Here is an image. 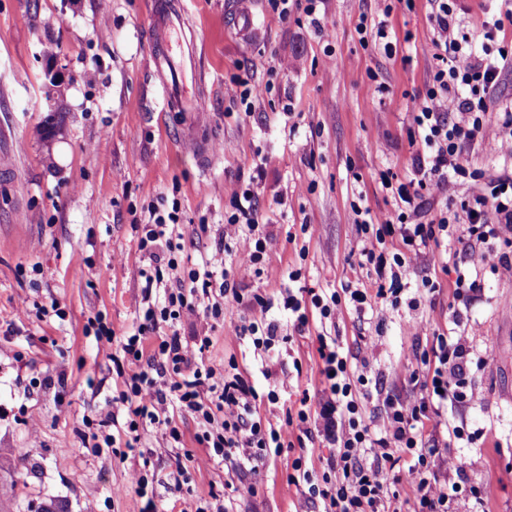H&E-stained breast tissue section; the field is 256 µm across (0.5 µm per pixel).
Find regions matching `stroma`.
I'll list each match as a JSON object with an SVG mask.
<instances>
[{
	"label": "stroma",
	"mask_w": 512,
	"mask_h": 512,
	"mask_svg": "<svg viewBox=\"0 0 512 512\" xmlns=\"http://www.w3.org/2000/svg\"><path fill=\"white\" fill-rule=\"evenodd\" d=\"M153 0H0V151L12 169L0 171V479L14 482L12 512H36L55 502L64 512H137L128 490L129 463L96 440L111 434L112 397L120 384L97 354L90 320L102 318L116 336L136 333L144 264L131 222L161 200H178L182 266L201 262L220 245L224 214L236 183L252 185L258 221L273 240L275 260L250 291L271 299L269 312L289 343L255 357L250 338L225 322L183 323L184 336H208L206 363L235 365L261 396L264 421L283 424L287 410H318L321 361L317 334L337 337L344 356L366 363L372 381L365 415L381 430L379 393L412 396L405 378L412 353L433 336L464 335L471 350L466 379L478 403L450 409L449 425L465 439L438 434L452 457L463 493L459 512H512V278L453 242L435 249L406 276L399 305L376 298L375 275L358 259L360 233L349 204L372 213L395 207L376 175L405 179L418 147L410 114L429 79L432 28L428 0L395 4L387 19L398 53L385 57L363 45L360 20L377 24L373 0H319L314 17L284 20L268 0H251L250 38L239 34L237 0H181L187 33L202 74V111L172 112L155 68ZM97 66L94 85L80 71ZM62 79L47 105V72ZM383 92H375V84ZM258 87L244 107V85ZM63 116L51 139L42 126L49 109ZM298 272L291 280L290 272ZM478 273L481 291L457 298L459 275ZM440 286L434 303L407 305L415 288ZM366 288L373 309H351L335 323L311 312L304 335L282 308L283 289ZM59 302L65 319L43 315ZM414 320L417 333L404 324ZM277 391V403L265 396ZM38 431H31V420ZM183 446L172 450L163 427H149L145 454L164 507L186 512L224 488V470L201 467L192 416L179 417ZM298 452L284 450L253 476L256 494L238 512H295L298 495L287 476ZM185 463L190 481L170 491L167 476Z\"/></svg>",
	"instance_id": "stroma-1"
}]
</instances>
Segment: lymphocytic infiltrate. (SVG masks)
<instances>
[{
  "label": "lymphocytic infiltrate",
  "mask_w": 512,
  "mask_h": 512,
  "mask_svg": "<svg viewBox=\"0 0 512 512\" xmlns=\"http://www.w3.org/2000/svg\"><path fill=\"white\" fill-rule=\"evenodd\" d=\"M457 2L430 0L433 67L424 102L411 115L422 149L409 180L396 182L385 172L378 175L382 188L393 195L395 209L375 215L361 201L350 204L349 216L362 234L359 263L373 270L381 299L398 297L404 290L403 277L431 248L448 239L470 238L485 245L487 255L498 259L494 271L512 278V259L504 255L512 248V170L488 175L468 160L477 143L512 155V104L496 113L489 110L503 73L512 69V36L507 33L512 27V0H502L498 13L480 21L471 33L461 27ZM454 112L461 114L460 122L449 121ZM467 178L484 187L478 194L458 198L457 187ZM427 194L445 200L444 208L431 216L423 210ZM231 204L224 235L237 243L234 259H227L220 248L196 268L179 266V203L167 209L148 206L132 223L138 249L147 260L138 270L143 281L141 324L137 333L120 341L111 328L100 325L95 330L98 355L112 361L122 379L112 401L124 411L121 430L126 448L135 449L148 422L165 426L173 441L181 442L173 414L192 415L199 425L196 441L204 451V464L223 466L224 486L233 496L229 503H197L194 512H234V499L255 494L251 475L315 417L332 452L318 467L309 465L302 454L293 459L288 482L299 495L298 512H399L388 493L393 483L408 488L413 512H456L462 488L448 478L453 462L427 446L423 428L425 421L441 418L449 406L477 399L465 383L470 350L464 337L451 340L435 334L429 354L409 375L415 395L409 400L386 395L387 424L376 433L358 394L369 379L340 354L336 339L317 338L322 362L318 412L298 409L276 429L256 419L259 396L242 376L204 363L210 337L180 335L178 323L223 319L230 301L243 311L233 327L235 335L250 336L258 355H268L288 341L269 316L270 301L241 287L245 280L260 276L276 257L259 226L253 189L233 190ZM390 237L401 241V250L387 251ZM169 271L177 272L178 285L158 293ZM345 305L362 315L371 302L365 291L350 287L340 293H315L307 300L289 290L283 298L298 331L308 324V308L318 309L321 318L331 321ZM401 453L408 458L403 468L397 465Z\"/></svg>",
  "instance_id": "obj_1"
}]
</instances>
